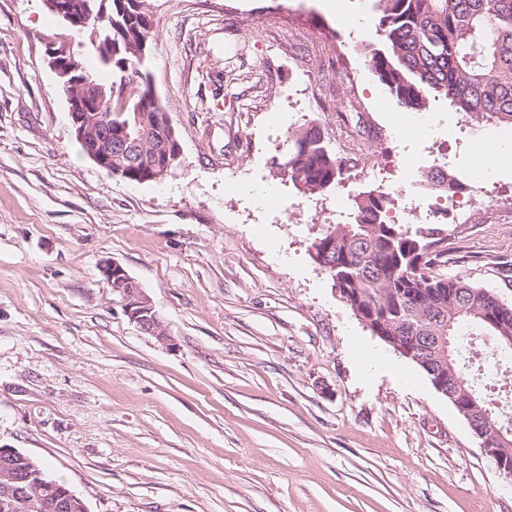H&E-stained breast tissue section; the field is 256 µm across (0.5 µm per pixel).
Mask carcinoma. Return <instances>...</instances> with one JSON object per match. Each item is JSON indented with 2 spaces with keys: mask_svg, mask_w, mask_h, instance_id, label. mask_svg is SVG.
Segmentation results:
<instances>
[{
  "mask_svg": "<svg viewBox=\"0 0 512 512\" xmlns=\"http://www.w3.org/2000/svg\"><path fill=\"white\" fill-rule=\"evenodd\" d=\"M375 35L380 47L369 65L401 110L426 108L430 96L442 97L467 117H483L512 125V0H378ZM82 38L103 67L120 73L115 102L124 90L130 101L112 113V141L139 140L145 159L124 162L125 179L156 182L152 158L169 156L180 165L178 138L163 128L166 108L154 97L145 71L155 33L147 0H112V17L92 16L82 31L64 29ZM291 181L305 194H320L350 173L347 162L326 146L316 125L289 136L285 163ZM388 196L354 197L351 217L333 224L311 244L316 263L338 283L352 288V303L383 320L382 341L391 344L422 325L424 336H444L448 368L460 380L461 398L471 406L477 426L493 418L490 403L467 378L455 354V337L483 331L512 350V305L497 326L486 319L494 310L489 290L456 278L432 274L440 240L435 229H402L389 220Z\"/></svg>",
  "mask_w": 512,
  "mask_h": 512,
  "instance_id": "carcinoma-1",
  "label": "carcinoma"
}]
</instances>
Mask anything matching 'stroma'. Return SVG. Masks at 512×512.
Segmentation results:
<instances>
[{
  "label": "stroma",
  "mask_w": 512,
  "mask_h": 512,
  "mask_svg": "<svg viewBox=\"0 0 512 512\" xmlns=\"http://www.w3.org/2000/svg\"><path fill=\"white\" fill-rule=\"evenodd\" d=\"M147 69L181 146L160 183L80 148L49 64L62 23L43 0H0V445L46 463L88 512H512V484L425 373L364 326L310 255L336 189L303 194L288 133L318 125L378 156L391 183L423 166L368 66L378 0H148ZM314 104L294 91L303 71ZM426 141L471 150L500 132L444 98ZM275 184L258 204L242 182ZM436 273L512 304V212L463 190ZM121 265L172 337L129 321L101 273ZM483 394L512 397V352L489 335ZM383 367L366 373L369 353Z\"/></svg>",
  "instance_id": "1"
}]
</instances>
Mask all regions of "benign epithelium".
I'll use <instances>...</instances> for the list:
<instances>
[{"instance_id": "benign-epithelium-1", "label": "benign epithelium", "mask_w": 512, "mask_h": 512, "mask_svg": "<svg viewBox=\"0 0 512 512\" xmlns=\"http://www.w3.org/2000/svg\"><path fill=\"white\" fill-rule=\"evenodd\" d=\"M46 8L65 18L71 27H84L83 17L91 14L89 0H44ZM50 64L65 88L69 116L78 141L85 153L101 168L112 172V107L113 96L104 88L77 76L78 66L70 53L68 37L56 35L48 44ZM102 273L111 285L122 294V306L129 320L136 327L161 343L172 341L163 320L154 313L150 298L127 272L114 262L102 265ZM470 423L473 433L481 440L485 454L495 460L500 474L512 481V455L500 448L505 441L502 433L492 426L476 429L470 412L459 409ZM11 482H31L39 485L41 507L47 512L78 510L88 512L84 501L72 490H58L57 485L44 479L42 471L15 448L0 446V476Z\"/></svg>"}]
</instances>
